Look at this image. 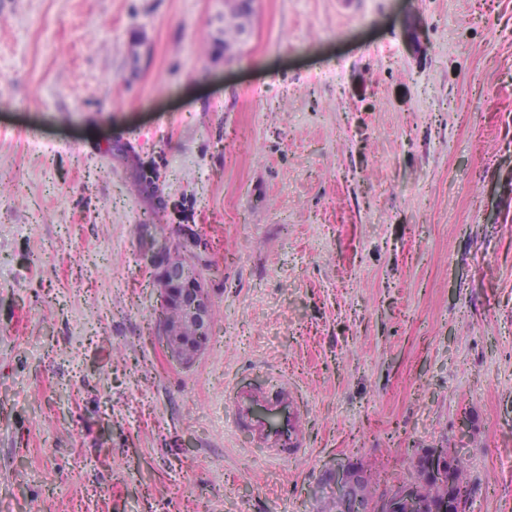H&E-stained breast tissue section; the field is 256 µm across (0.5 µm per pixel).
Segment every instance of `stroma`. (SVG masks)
I'll return each instance as SVG.
<instances>
[{
  "label": "stroma",
  "instance_id": "obj_1",
  "mask_svg": "<svg viewBox=\"0 0 512 512\" xmlns=\"http://www.w3.org/2000/svg\"><path fill=\"white\" fill-rule=\"evenodd\" d=\"M223 39L224 0H0V512H318L422 448L512 512V0H255ZM184 224L223 313L188 366L148 263ZM238 384L295 389L302 453ZM251 4V0H247ZM244 0L224 1V48L225 56H229L235 48L244 42L252 25L253 10ZM231 403L237 425L247 430L254 441L279 454L296 455L302 451L298 402L287 386L264 393L237 385Z\"/></svg>",
  "mask_w": 512,
  "mask_h": 512
}]
</instances>
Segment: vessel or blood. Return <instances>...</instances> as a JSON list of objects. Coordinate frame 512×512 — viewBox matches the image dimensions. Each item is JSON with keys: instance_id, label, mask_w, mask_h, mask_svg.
Instances as JSON below:
<instances>
[{"instance_id": "1", "label": "vessel or blood", "mask_w": 512, "mask_h": 512, "mask_svg": "<svg viewBox=\"0 0 512 512\" xmlns=\"http://www.w3.org/2000/svg\"><path fill=\"white\" fill-rule=\"evenodd\" d=\"M231 403L237 425L254 441L279 453L301 452L303 429L298 402L287 387L264 393L239 386L233 391Z\"/></svg>"}]
</instances>
